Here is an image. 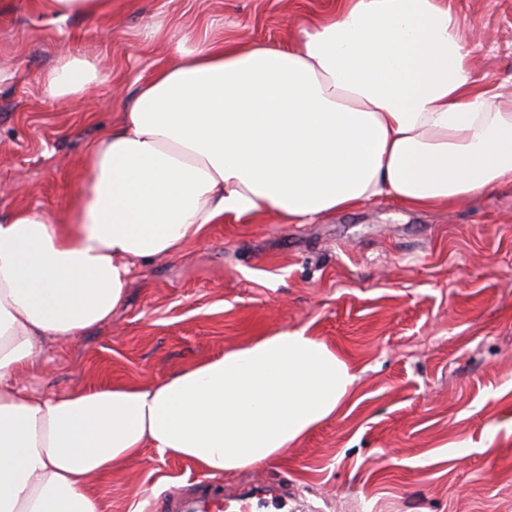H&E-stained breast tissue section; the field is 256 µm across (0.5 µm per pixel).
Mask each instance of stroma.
Here are the masks:
<instances>
[{
	"label": "stroma",
	"instance_id": "obj_1",
	"mask_svg": "<svg viewBox=\"0 0 512 512\" xmlns=\"http://www.w3.org/2000/svg\"><path fill=\"white\" fill-rule=\"evenodd\" d=\"M329 0H118L63 22L0 0V212H64L86 146L173 46L202 33L281 42ZM474 77L512 92V0H453ZM159 35H152V28ZM111 82L65 101L42 75L64 54ZM308 328L349 357V404L283 461L217 476L225 495L286 485L288 512H512V184L442 210L378 199L312 224L212 225L135 264L110 323L36 360L27 386L65 394L163 381L257 336ZM152 449L113 471L101 512H155L206 480Z\"/></svg>",
	"mask_w": 512,
	"mask_h": 512
}]
</instances>
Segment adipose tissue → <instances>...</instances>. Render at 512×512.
I'll return each mask as SVG.
<instances>
[{"instance_id":"adipose-tissue-1","label":"adipose tissue","mask_w":512,"mask_h":512,"mask_svg":"<svg viewBox=\"0 0 512 512\" xmlns=\"http://www.w3.org/2000/svg\"><path fill=\"white\" fill-rule=\"evenodd\" d=\"M114 0H34L55 19ZM448 0H334L282 45L176 48L89 144L78 202L0 214V512H100L115 465L153 449L217 475L279 461L353 394L350 362L283 329L151 385L35 396L24 380L62 338L108 322L134 262L270 212L308 224L391 198L445 208L512 183V96L477 81ZM65 56L61 99L103 82Z\"/></svg>"}]
</instances>
